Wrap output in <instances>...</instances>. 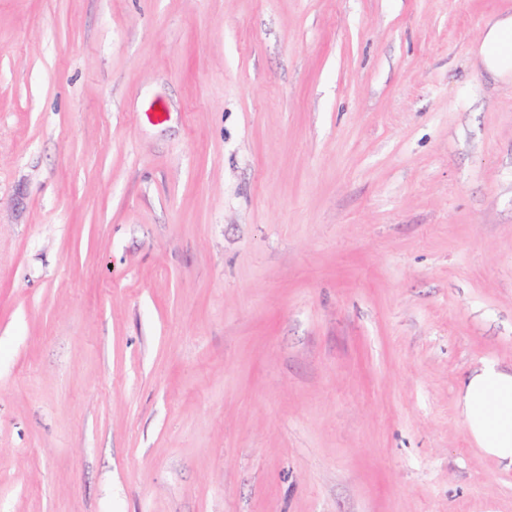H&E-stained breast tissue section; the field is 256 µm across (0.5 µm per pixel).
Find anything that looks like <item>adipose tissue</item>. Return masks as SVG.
I'll return each instance as SVG.
<instances>
[{"instance_id":"1","label":"adipose tissue","mask_w":512,"mask_h":512,"mask_svg":"<svg viewBox=\"0 0 512 512\" xmlns=\"http://www.w3.org/2000/svg\"><path fill=\"white\" fill-rule=\"evenodd\" d=\"M476 55L488 74L512 81V13L487 23ZM458 410L472 442L512 469V370L494 363L473 370L459 393Z\"/></svg>"}]
</instances>
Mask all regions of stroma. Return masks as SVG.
<instances>
[{
    "label": "stroma",
    "instance_id": "35a3bbf8",
    "mask_svg": "<svg viewBox=\"0 0 512 512\" xmlns=\"http://www.w3.org/2000/svg\"><path fill=\"white\" fill-rule=\"evenodd\" d=\"M506 11L0 0V512H512ZM476 55L488 74L512 82V13L486 24L477 42ZM467 435L482 452L512 469V369L487 363L473 370L458 398Z\"/></svg>",
    "mask_w": 512,
    "mask_h": 512
}]
</instances>
